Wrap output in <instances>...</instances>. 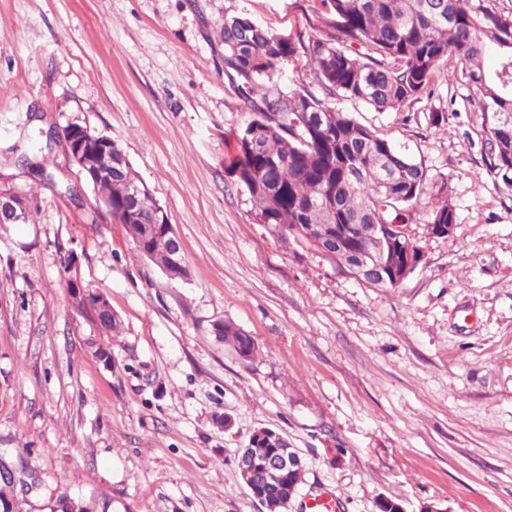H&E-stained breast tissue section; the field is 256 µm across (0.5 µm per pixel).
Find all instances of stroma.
Here are the masks:
<instances>
[{"mask_svg": "<svg viewBox=\"0 0 512 512\" xmlns=\"http://www.w3.org/2000/svg\"><path fill=\"white\" fill-rule=\"evenodd\" d=\"M314 33V0H0V184L30 220L0 224V457L16 512H265L235 458L279 431L304 463L286 512L324 490L341 512H512V191L485 172L471 87L436 77L392 112L334 106L420 162L421 256L373 288L257 223L226 165L246 122L224 77L225 13ZM439 121H431V113ZM111 137L180 237L170 283L123 225L18 173L50 126ZM455 231L430 229L438 187ZM118 318L98 333L66 277ZM255 340L243 360L216 336ZM104 343V363L88 344ZM215 330L219 336H224V343L231 346L239 357L244 360H250L254 356L256 352L255 343L254 347H249V339H252L253 341L254 339L235 324L224 322L220 326L216 327ZM248 347V352L245 355H242L241 350Z\"/></svg>", "mask_w": 512, "mask_h": 512, "instance_id": "obj_1", "label": "stroma"}]
</instances>
